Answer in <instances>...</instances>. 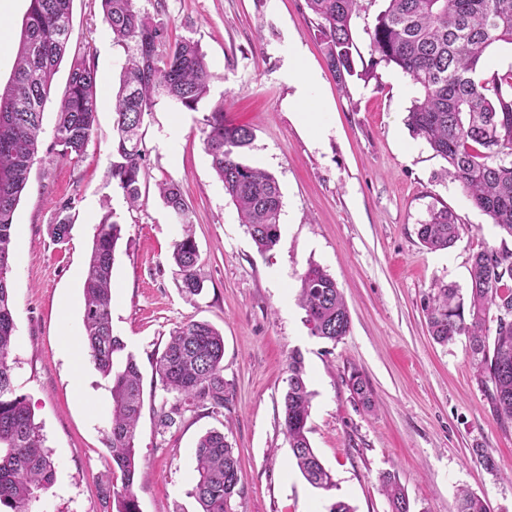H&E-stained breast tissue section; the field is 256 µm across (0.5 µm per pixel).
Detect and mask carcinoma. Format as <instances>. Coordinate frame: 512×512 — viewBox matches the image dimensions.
Instances as JSON below:
<instances>
[{"mask_svg": "<svg viewBox=\"0 0 512 512\" xmlns=\"http://www.w3.org/2000/svg\"><path fill=\"white\" fill-rule=\"evenodd\" d=\"M373 0H305L315 17L324 54L338 85L356 75L353 19ZM73 0H28L20 40L10 50L13 71L0 86V512H33L32 507L54 485L55 464L43 447L40 427L26 398L16 393L9 354L15 332L8 273L13 257L14 216L38 153L42 113L57 67L73 41ZM103 19L113 41L126 53L119 91L113 101L110 176L130 206L140 198L146 152L142 127L156 102L165 98L188 111H199L209 96L213 74L199 43L183 38L168 46L165 26L139 0H101ZM371 68L398 67L418 89L406 116L412 134L422 138L448 163L474 205L499 231L512 237V70L494 71L475 81L487 50L512 45V0H386L368 31ZM99 100L96 71L87 51L73 55L68 85L58 110L53 146L66 159L79 160L94 134ZM202 132L211 168L224 183L240 222L261 252L280 240L282 192L267 171L247 164L242 152L254 140L244 125L224 121V102L206 109ZM159 193L178 223L191 224L181 188L159 184ZM72 202L58 205L51 236L60 241L70 229ZM121 225L106 211L95 228L83 281L85 349L96 368L111 379L112 427L105 439L112 473L120 481L100 487L112 512H140L133 491L137 470L136 428L142 409V374L122 340L112 333V269ZM421 244L444 250L459 239L456 217L443 207L433 210L418 228ZM199 252L191 230L174 242L170 260L182 288L191 295L204 289L197 270ZM299 302L311 334L333 343L351 327L343 294L330 274L311 264L301 276ZM433 339L447 344L469 337L470 355L497 416L512 422V251L486 247L472 256L469 295L454 285L436 284L425 302ZM495 322L490 330L489 322ZM224 336L207 322L189 321L173 328L153 367L164 389L178 403L158 416L159 426L177 424L186 405L208 402L224 407ZM353 397L369 408L370 390L356 369L348 376ZM309 390L301 354L288 362L283 400V431L295 465L315 488L334 487L331 474L315 454L309 438ZM197 472L192 490L198 512H233L241 482L240 460L224 433L211 430L195 447ZM390 512H410L409 500L395 475L381 477ZM454 512H487L484 502L466 492Z\"/></svg>", "mask_w": 512, "mask_h": 512, "instance_id": "cac0c4a2", "label": "carcinoma"}]
</instances>
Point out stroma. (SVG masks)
<instances>
[{"instance_id": "1", "label": "stroma", "mask_w": 512, "mask_h": 512, "mask_svg": "<svg viewBox=\"0 0 512 512\" xmlns=\"http://www.w3.org/2000/svg\"><path fill=\"white\" fill-rule=\"evenodd\" d=\"M169 40L198 41L216 79L209 102L252 129L248 164L270 172L282 192L280 240L260 252L224 192L200 131L201 113L158 100L142 131L147 150L141 198L129 206L109 177L112 99L126 60L103 20L101 0H73L75 33L94 53L96 133L79 162L53 148L57 105L69 61L54 77L42 115L36 161L14 216L9 281L16 324L9 362L56 467L34 512H106L99 487L112 476L105 445L111 383L87 352L66 354L83 336V273L104 209L122 227L112 271V329L140 367L143 407L136 429L133 490L140 512H196L194 449L205 432L224 431L241 461L234 512H320L346 502L353 512H389L380 477L405 490L411 512H454L461 491L487 512H512V423L500 422L468 356V339L445 345L428 331L423 303L432 284L467 291L471 257L484 247L512 250L475 207L447 163L405 124L413 100L402 73L372 66L367 30L383 0L357 18V74L339 87L305 0H140ZM318 75L308 95L315 116L295 109L288 78L293 44ZM374 69L368 80L365 69ZM316 119L321 133L308 125ZM181 185L193 215L201 295L181 288L168 256L181 233L158 183ZM72 200L71 228L51 236L58 203ZM448 208L460 238L432 252L417 231L431 210ZM320 265L341 289L351 316L347 336H312L297 302L300 277ZM205 321L224 336L223 408L186 407L160 429L161 409L175 404L152 360L178 324ZM299 351L313 391L310 443L335 482L313 488L294 466L282 427L288 357ZM365 377L374 401L364 410L347 386L350 369ZM490 452L485 467L477 449Z\"/></svg>"}]
</instances>
